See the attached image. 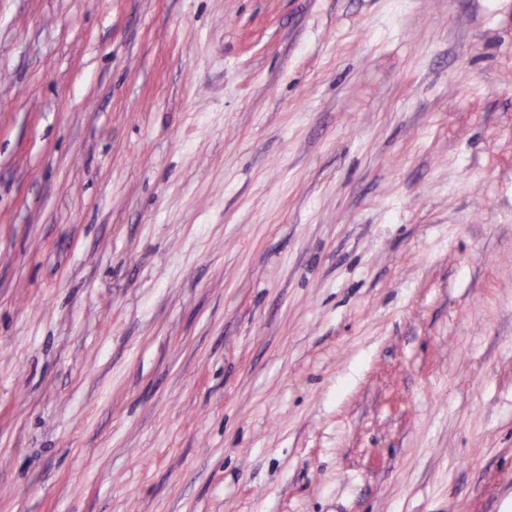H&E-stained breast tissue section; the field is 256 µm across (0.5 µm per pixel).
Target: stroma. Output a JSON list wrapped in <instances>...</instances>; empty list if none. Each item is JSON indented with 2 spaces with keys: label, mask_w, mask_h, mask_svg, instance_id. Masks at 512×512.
Returning a JSON list of instances; mask_svg holds the SVG:
<instances>
[{
  "label": "stroma",
  "mask_w": 512,
  "mask_h": 512,
  "mask_svg": "<svg viewBox=\"0 0 512 512\" xmlns=\"http://www.w3.org/2000/svg\"><path fill=\"white\" fill-rule=\"evenodd\" d=\"M0 512H512V0H0Z\"/></svg>",
  "instance_id": "1"
}]
</instances>
